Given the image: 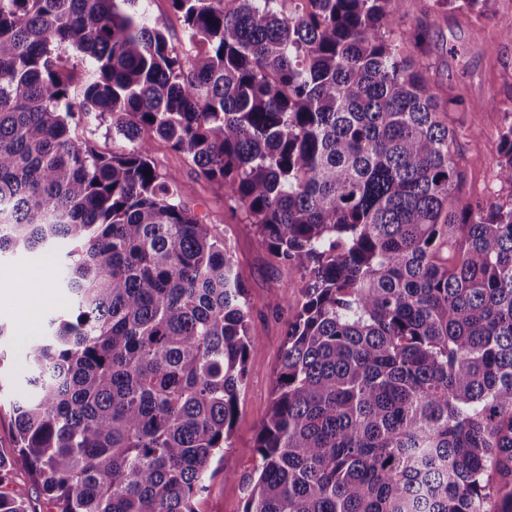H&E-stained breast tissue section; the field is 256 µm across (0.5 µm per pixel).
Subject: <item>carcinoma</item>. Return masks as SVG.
<instances>
[{"label":"carcinoma","instance_id":"1","mask_svg":"<svg viewBox=\"0 0 512 512\" xmlns=\"http://www.w3.org/2000/svg\"><path fill=\"white\" fill-rule=\"evenodd\" d=\"M144 2L0 0V256H52L70 303L26 352L0 485L25 468L55 512L208 492L258 337L153 135L301 272L244 512H512V201L463 192L448 113L478 107L386 38L403 0H171L201 58ZM78 132L95 150L103 154H112L115 142L112 140V126L109 117L99 119H86L85 116H76Z\"/></svg>","mask_w":512,"mask_h":512}]
</instances>
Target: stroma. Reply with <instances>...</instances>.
<instances>
[{
  "label": "stroma",
  "mask_w": 512,
  "mask_h": 512,
  "mask_svg": "<svg viewBox=\"0 0 512 512\" xmlns=\"http://www.w3.org/2000/svg\"><path fill=\"white\" fill-rule=\"evenodd\" d=\"M431 5L432 0H403L405 24L394 29L390 38L400 45L402 54L429 65L434 90L452 89L475 106L474 111L464 116L471 131L460 143L467 174L464 192L492 195L505 202L512 200V187L492 179L499 157V135L506 120L503 104L512 99V42L500 37L493 19L512 15V0H492L488 16L481 18L451 8L437 19ZM148 10L164 24L177 48L190 49L201 57L206 55L207 45L188 43L184 22L169 0H149ZM420 31L426 37L419 49L414 36ZM151 157L159 171L178 176L185 207L224 238L247 288L251 332L259 341L248 362L247 381L239 396L224 456L213 463L209 490L197 505L198 512H244L259 461L258 434L273 400L286 332L297 310L295 285L301 274L279 263L254 227L229 210L223 190L200 179L193 165L171 150L167 142L152 139ZM0 266L6 269L0 275V328L6 333L0 341V351L5 354L0 377L18 395L25 393L27 386L18 333L21 291L13 274L27 270L49 282L55 268L40 265L30 256H8L0 259Z\"/></svg>",
  "instance_id": "obj_1"
}]
</instances>
